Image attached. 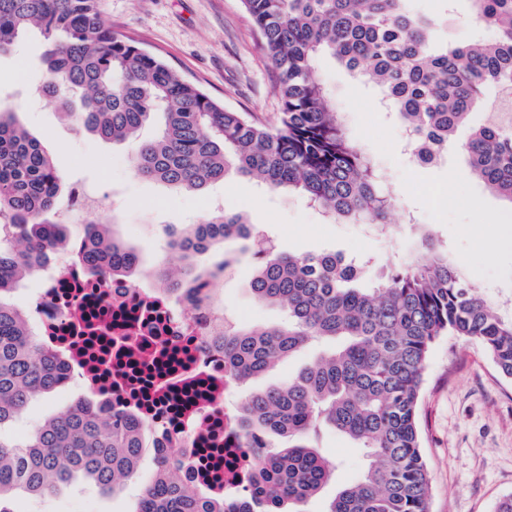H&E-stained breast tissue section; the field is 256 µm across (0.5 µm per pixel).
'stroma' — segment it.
<instances>
[{
    "label": "stroma",
    "instance_id": "obj_1",
    "mask_svg": "<svg viewBox=\"0 0 512 512\" xmlns=\"http://www.w3.org/2000/svg\"><path fill=\"white\" fill-rule=\"evenodd\" d=\"M101 11L113 32L162 57L225 107L251 113L270 127L278 124V73L241 0H101ZM441 29L445 40L459 43L495 36L494 29L471 14L467 0H459L456 13L444 19ZM43 48L42 34L31 30L10 54L0 56V102L17 109L20 122L40 140L67 183L91 188L104 218H117L116 234L141 257L143 271L136 275V283L150 282V271L158 264H177L176 254L166 245L169 230L201 223L221 205L246 214L281 251L368 257L377 274L396 257L417 252L423 237L431 236L447 248L451 262L479 295L503 311L512 310V205L471 176L458 147H449L438 163H414L402 149L400 121L379 109L380 90L352 77L330 57L320 58L317 74L331 90L335 109L353 138L385 174L387 190L397 201L389 241L366 225L328 222L299 196L262 190L246 178L230 176L198 192L141 179L131 164L133 143L94 137L64 120L55 104L38 94L44 80ZM441 186L453 191V204L444 208L433 199ZM490 215L501 222L493 240L485 230ZM224 258L229 267L211 283L215 303L245 326L281 322L284 313L279 307L253 298L249 283L255 260L241 243L214 247L198 255L195 265L210 270ZM318 351L317 345L306 346L267 373L233 385L232 404L248 393L288 381ZM82 397V388L74 381L36 397L11 431L27 435ZM417 421L431 475V512H496L498 502L512 495V378L497 371L480 343L464 336H443L434 343ZM320 448L338 469L317 497L299 504V512H325L337 489L359 480L365 469L361 448L336 431L324 433ZM154 472L155 463L147 455L137 478L119 492L104 494L77 481L54 495L22 501L20 507L22 512H134Z\"/></svg>",
    "mask_w": 512,
    "mask_h": 512
}]
</instances>
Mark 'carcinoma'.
I'll use <instances>...</instances> for the list:
<instances>
[{
	"label": "carcinoma",
	"mask_w": 512,
	"mask_h": 512,
	"mask_svg": "<svg viewBox=\"0 0 512 512\" xmlns=\"http://www.w3.org/2000/svg\"><path fill=\"white\" fill-rule=\"evenodd\" d=\"M261 47L279 71L280 123L261 125L217 103L158 55L101 23L100 0H0V54L31 28L46 49L43 93L61 115L105 141H132L143 179L199 191L230 174L288 190L331 221L388 225L395 199L382 175L347 134L314 71L329 55L381 88L407 131L418 164L448 152L460 131L472 174L512 203V0H468L490 41H440L439 23L409 0H241ZM159 128L144 135L155 117ZM64 184L52 159L0 104V512H18L14 495L45 496L75 476L101 490L123 489L151 447L149 426L103 412L90 397L46 421L27 439L1 430L37 393L65 383L56 356L38 346L26 315L6 296L39 273L67 241L60 216ZM229 240L255 247L253 297L288 314L263 328L232 322L215 342L236 382L256 377L313 342L331 343L288 382L246 396L239 426L256 468L236 508L183 484L182 462L154 451L157 468L135 512H281L316 496L336 465L318 450L331 426L367 450L369 464L340 488L327 512H429L430 477L416 410L432 344L441 336L479 341L512 378V316L481 297L433 239L369 283L368 259L327 251L283 253L259 225L220 208L202 224L170 232L177 271L154 276L189 303L186 284L205 277L195 255ZM82 261L90 274L134 281L139 257L85 226ZM285 438L288 446H276Z\"/></svg>",
	"instance_id": "1"
}]
</instances>
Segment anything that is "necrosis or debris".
Here are the masks:
<instances>
[{
	"instance_id": "necrosis-or-debris-1",
	"label": "necrosis or debris",
	"mask_w": 512,
	"mask_h": 512,
	"mask_svg": "<svg viewBox=\"0 0 512 512\" xmlns=\"http://www.w3.org/2000/svg\"><path fill=\"white\" fill-rule=\"evenodd\" d=\"M28 311L65 375L151 427L185 462L189 487L229 507L242 500L254 467L229 411L224 351L210 341L222 308L190 307L159 283L88 276L64 249Z\"/></svg>"
}]
</instances>
